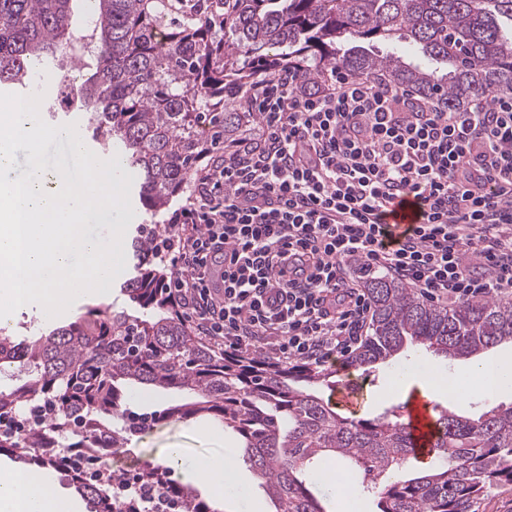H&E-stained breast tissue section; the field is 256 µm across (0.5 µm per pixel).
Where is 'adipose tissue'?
<instances>
[{
	"instance_id": "1",
	"label": "adipose tissue",
	"mask_w": 512,
	"mask_h": 512,
	"mask_svg": "<svg viewBox=\"0 0 512 512\" xmlns=\"http://www.w3.org/2000/svg\"><path fill=\"white\" fill-rule=\"evenodd\" d=\"M175 469H187L216 492L236 484L244 465L234 449L185 463L180 449H170L164 459ZM0 512H80L74 499L47 492L44 476L12 466L0 467Z\"/></svg>"
}]
</instances>
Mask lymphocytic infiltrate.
<instances>
[{
	"instance_id": "lymphocytic-infiltrate-1",
	"label": "lymphocytic infiltrate",
	"mask_w": 512,
	"mask_h": 512,
	"mask_svg": "<svg viewBox=\"0 0 512 512\" xmlns=\"http://www.w3.org/2000/svg\"><path fill=\"white\" fill-rule=\"evenodd\" d=\"M258 117L196 171L165 225L166 288L214 346L324 365L350 354L372 304L353 265L461 304L512 293V95L466 108L336 70L256 86ZM413 195L422 223H386ZM112 512H181L137 472L112 474Z\"/></svg>"
}]
</instances>
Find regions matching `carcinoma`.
I'll return each instance as SVG.
<instances>
[{
  "mask_svg": "<svg viewBox=\"0 0 512 512\" xmlns=\"http://www.w3.org/2000/svg\"><path fill=\"white\" fill-rule=\"evenodd\" d=\"M80 0H0V88L24 85L33 65L57 54L82 64L79 134L112 150L136 173L131 194L155 216L192 179L198 159L252 120L248 92L288 69L313 86L340 66L382 74L459 108L482 94L512 93V0H219L218 35L207 16L163 26L167 0H96L91 25ZM277 47L281 52L269 54ZM423 64L404 61L406 49ZM131 239L134 268L120 292L142 312L95 309L64 326L18 338L0 328V452L50 466L69 479L89 512H111L112 485L95 479L129 437L161 420L207 414L238 438L243 458L275 512H326L313 489L328 461L377 488L375 512H479L493 490L512 485V406L476 418L446 410L434 422L432 468L394 474L413 456L395 414L336 412L311 392L336 372L228 355L192 335L163 288L154 241ZM369 332L344 371L366 372L404 349L473 357L512 345V303L494 297L444 308L400 281L369 274ZM135 387L185 392L193 400L163 414L129 408ZM67 438L66 454L46 456ZM182 512H214L147 466Z\"/></svg>",
  "mask_w": 512,
  "mask_h": 512,
  "instance_id": "obj_1",
  "label": "carcinoma"
}]
</instances>
